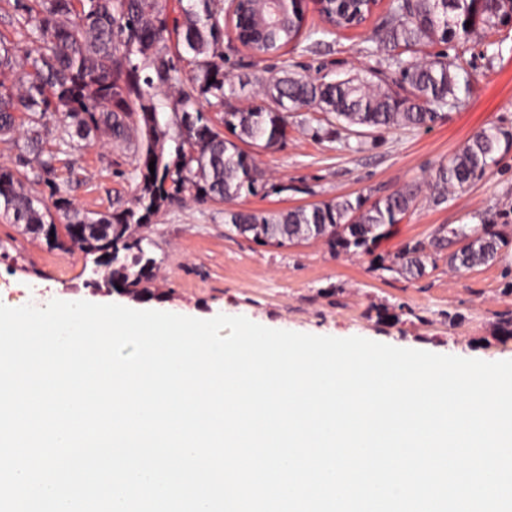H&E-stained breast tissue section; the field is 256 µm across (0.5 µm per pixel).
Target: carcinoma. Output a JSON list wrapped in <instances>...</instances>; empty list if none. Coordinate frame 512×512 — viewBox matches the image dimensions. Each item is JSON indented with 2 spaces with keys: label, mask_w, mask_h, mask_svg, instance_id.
Here are the masks:
<instances>
[{
  "label": "carcinoma",
  "mask_w": 512,
  "mask_h": 512,
  "mask_svg": "<svg viewBox=\"0 0 512 512\" xmlns=\"http://www.w3.org/2000/svg\"><path fill=\"white\" fill-rule=\"evenodd\" d=\"M179 2L180 17L171 20L170 0H0L11 27L7 35L0 32V140L19 129L24 136L16 166H0V211L50 248L69 244L92 256L94 272L105 268V283L115 292L137 295L152 279L156 262L138 229L168 203L187 197L199 204L231 202L266 186L245 147L283 145L295 112L325 115L327 127L319 131L331 141L338 130L355 126L376 132L429 127L459 101L455 70L463 58L437 53L419 59L417 49L482 39L512 19V0H391L370 36L382 54L374 79L328 80L286 69L253 77L224 70L226 17L239 34V46L229 50L242 46L261 59L304 41L312 49L338 29L363 24L370 0H326L324 26L309 29L295 0L282 21L277 0ZM172 34L183 50L171 52ZM25 42L34 47L21 57ZM184 61L191 66L186 80L178 68ZM202 99L223 113L229 135L210 124L199 109ZM49 112L56 116L53 129ZM99 137L131 154L137 180L131 205L112 212L75 206L56 183L58 154ZM502 139L512 142V133L481 128L433 167L429 203H446L482 179ZM33 181L49 185L53 206L31 192ZM418 199L419 186L407 183L370 204L362 196H338L277 211L226 210L224 223L261 244L316 240L336 253H369ZM53 208L63 213L60 228ZM471 218L475 223L438 225L429 239L405 244L381 269L421 278L440 260L455 272L496 262L506 235L486 212Z\"/></svg>",
  "instance_id": "obj_1"
}]
</instances>
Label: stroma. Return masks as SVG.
I'll return each mask as SVG.
<instances>
[{"label":"stroma","mask_w":512,"mask_h":512,"mask_svg":"<svg viewBox=\"0 0 512 512\" xmlns=\"http://www.w3.org/2000/svg\"><path fill=\"white\" fill-rule=\"evenodd\" d=\"M371 25L330 36L316 51L290 49L271 60L314 76H371L378 55L369 53ZM499 48L485 42L441 45L449 57L463 56L460 83L470 93L445 109L431 127L367 134L360 151L342 141L316 137L318 114L290 124L285 144L259 152L269 187L233 201V208L280 210L336 195L421 181L478 129L512 130V28L495 34ZM496 162L467 192L434 207L421 204L396 224L370 254L333 253L320 241L278 247L237 236L224 222L225 203L185 199L165 207L146 229L144 246L157 266L141 297L91 287L94 264L78 249L47 247L43 238L0 218V303L45 307L52 300L117 303L199 319L243 316L279 330L372 341L484 361L512 360V245L496 263L456 274L446 264L420 279L379 270L380 258L412 240L429 239L441 224L466 223L489 210L496 224L512 225V146L500 144ZM80 180L57 182L79 208L106 212L130 205L136 191L132 158L93 141L61 155ZM285 183L287 191L271 186Z\"/></svg>","instance_id":"35a3bbf8"}]
</instances>
